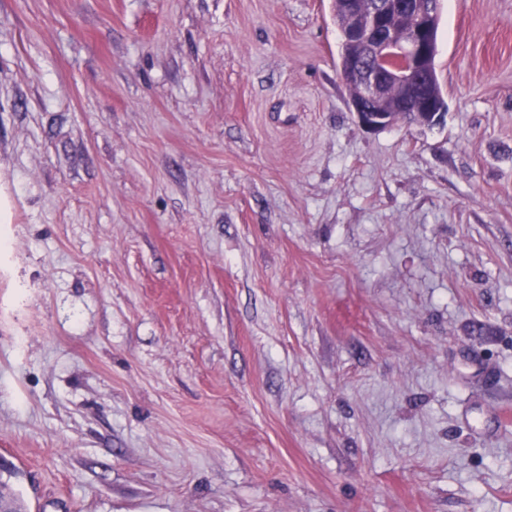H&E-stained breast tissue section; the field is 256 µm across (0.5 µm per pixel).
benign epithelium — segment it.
<instances>
[{"instance_id": "benign-epithelium-1", "label": "benign epithelium", "mask_w": 512, "mask_h": 512, "mask_svg": "<svg viewBox=\"0 0 512 512\" xmlns=\"http://www.w3.org/2000/svg\"><path fill=\"white\" fill-rule=\"evenodd\" d=\"M394 8L412 10L417 24L401 40L395 39L391 23L384 15ZM437 16L427 12L417 0H353L345 34L347 45H361L365 51L357 55L346 52L348 65L340 69L343 83L355 89L351 108L358 123L367 129H381L394 124L393 113L400 108L417 116H439L444 106L433 105L417 95L418 87L431 82L432 66L437 52L433 38ZM395 89L396 98L389 96Z\"/></svg>"}]
</instances>
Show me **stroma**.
<instances>
[{
	"label": "stroma",
	"mask_w": 512,
	"mask_h": 512,
	"mask_svg": "<svg viewBox=\"0 0 512 512\" xmlns=\"http://www.w3.org/2000/svg\"><path fill=\"white\" fill-rule=\"evenodd\" d=\"M332 0H0V462L27 512H512V0L368 131Z\"/></svg>",
	"instance_id": "obj_1"
}]
</instances>
